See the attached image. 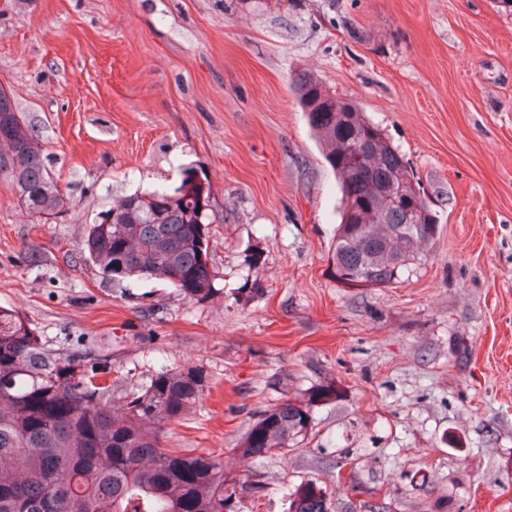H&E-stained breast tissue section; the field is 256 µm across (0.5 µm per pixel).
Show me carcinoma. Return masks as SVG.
<instances>
[{"instance_id":"cac0c4a2","label":"carcinoma","mask_w":512,"mask_h":512,"mask_svg":"<svg viewBox=\"0 0 512 512\" xmlns=\"http://www.w3.org/2000/svg\"><path fill=\"white\" fill-rule=\"evenodd\" d=\"M295 92L339 178L333 277L348 288L397 282L421 263L439 230L412 167L354 101L306 73L295 79ZM195 174L188 167L172 189L130 194L108 209L110 223L90 225L84 253L105 277L162 281L198 303L216 292L211 187ZM0 180L32 218L68 204L35 126L1 83ZM203 391L202 371L188 366L161 370L125 393L122 376L99 360L52 352L28 322L0 308V512H237L246 490L265 488L263 473L240 482L224 473L222 453L165 445V429ZM335 396L324 380L297 402L259 412L237 450L287 456L312 428L313 408ZM285 501L286 512H328L313 480L285 493Z\"/></svg>"}]
</instances>
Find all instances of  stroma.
Returning <instances> with one entry per match:
<instances>
[{"label": "stroma", "mask_w": 512, "mask_h": 512, "mask_svg": "<svg viewBox=\"0 0 512 512\" xmlns=\"http://www.w3.org/2000/svg\"><path fill=\"white\" fill-rule=\"evenodd\" d=\"M313 74L410 162L440 221L387 288L330 273L339 190L292 90ZM0 84L68 200L33 220L0 182V306L129 391L205 375L168 447L263 471L243 512L316 481L328 512H512V12L497 0H0ZM212 188L208 301L116 283L91 224L137 191ZM331 379L287 457L234 448L253 412Z\"/></svg>", "instance_id": "35a3bbf8"}]
</instances>
